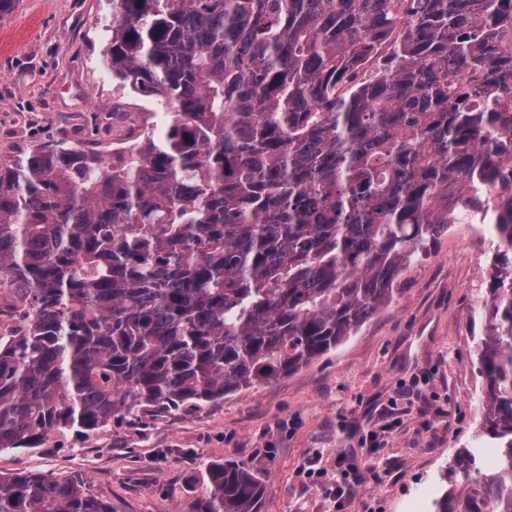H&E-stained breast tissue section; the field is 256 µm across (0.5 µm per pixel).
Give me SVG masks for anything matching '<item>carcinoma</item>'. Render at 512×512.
<instances>
[{
  "instance_id": "cac0c4a2",
  "label": "carcinoma",
  "mask_w": 512,
  "mask_h": 512,
  "mask_svg": "<svg viewBox=\"0 0 512 512\" xmlns=\"http://www.w3.org/2000/svg\"><path fill=\"white\" fill-rule=\"evenodd\" d=\"M104 63L163 111L102 153L0 162V451L202 410L338 348L440 229L497 239L480 435L432 512H512V0H112ZM191 512H261L245 466ZM0 512H112L81 477L0 475ZM18 315L13 298L0 291V334L9 336L18 328Z\"/></svg>"
}]
</instances>
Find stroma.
I'll return each instance as SVG.
<instances>
[{
  "mask_svg": "<svg viewBox=\"0 0 512 512\" xmlns=\"http://www.w3.org/2000/svg\"><path fill=\"white\" fill-rule=\"evenodd\" d=\"M112 0H19L0 20V107L23 99L34 136L0 127V156L67 143L94 150L129 91L101 61ZM87 115L72 129L76 113ZM496 242L470 224L440 233L392 300L335 351L198 412H136L93 432L51 431L37 448L0 452V474H78L112 512H189L206 497L203 466L233 460L262 478V512H431L441 473L477 442L483 381L481 297ZM362 466L344 507L304 465L313 454Z\"/></svg>",
  "mask_w": 512,
  "mask_h": 512,
  "instance_id": "35a3bbf8",
  "label": "stroma"
}]
</instances>
